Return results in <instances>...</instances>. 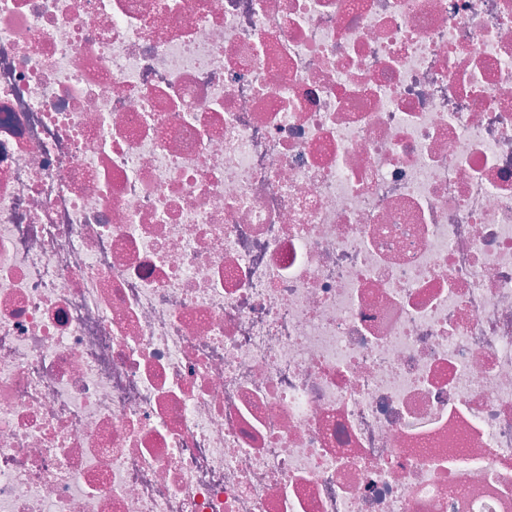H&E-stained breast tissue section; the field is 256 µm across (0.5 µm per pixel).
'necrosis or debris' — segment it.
Listing matches in <instances>:
<instances>
[{"label": "necrosis or debris", "instance_id": "necrosis-or-debris-1", "mask_svg": "<svg viewBox=\"0 0 512 512\" xmlns=\"http://www.w3.org/2000/svg\"><path fill=\"white\" fill-rule=\"evenodd\" d=\"M0 512H512V0H0Z\"/></svg>", "mask_w": 512, "mask_h": 512}]
</instances>
